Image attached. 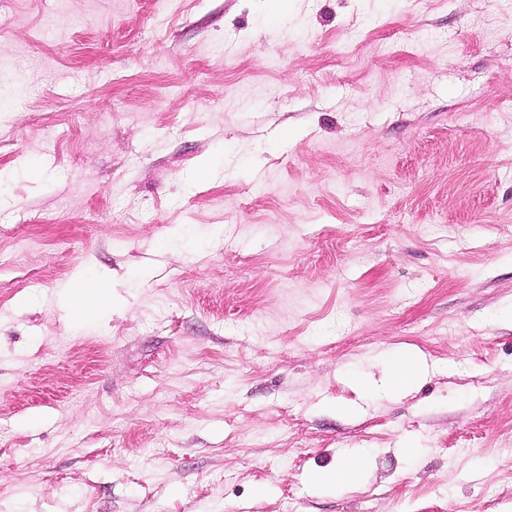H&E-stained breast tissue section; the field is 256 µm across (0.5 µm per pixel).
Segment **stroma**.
<instances>
[{
    "label": "stroma",
    "mask_w": 512,
    "mask_h": 512,
    "mask_svg": "<svg viewBox=\"0 0 512 512\" xmlns=\"http://www.w3.org/2000/svg\"><path fill=\"white\" fill-rule=\"evenodd\" d=\"M0 52V512H512V0H0ZM95 288L72 289L67 293L71 307L80 311H92L112 302V288L106 281H98ZM396 365L395 370H389L385 383L388 391L392 393L403 391L422 376V368L418 360L411 354L403 353ZM361 461L351 458L343 461L332 469L317 473L314 480L318 483H332L339 486H350L357 481Z\"/></svg>",
    "instance_id": "stroma-1"
}]
</instances>
